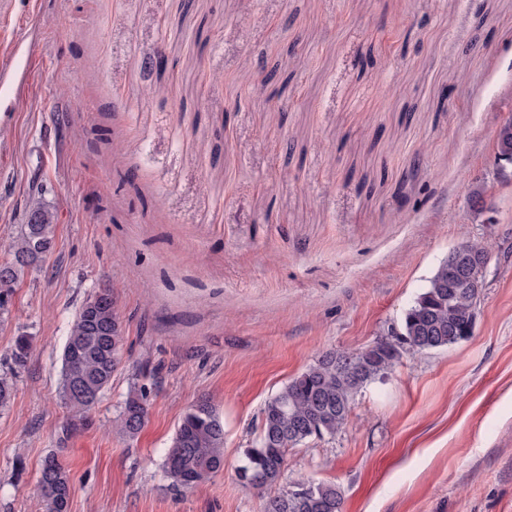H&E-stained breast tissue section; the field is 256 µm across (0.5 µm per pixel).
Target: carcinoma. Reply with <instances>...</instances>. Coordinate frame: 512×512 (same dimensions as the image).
I'll return each instance as SVG.
<instances>
[{"label": "carcinoma", "mask_w": 512, "mask_h": 512, "mask_svg": "<svg viewBox=\"0 0 512 512\" xmlns=\"http://www.w3.org/2000/svg\"><path fill=\"white\" fill-rule=\"evenodd\" d=\"M27 207L38 212L34 224L21 225L13 241L14 260L0 265L1 297L14 288L25 268L41 262L54 246L55 215L42 196H29ZM456 257L449 251L428 285L406 309L400 322L407 350L397 351L383 339L360 351L328 352L304 372L290 380L263 407L264 421L258 439L244 452L241 470L256 474L251 489L264 492L281 484L286 470L288 449L312 438L332 437L342 429L351 404L360 389L399 364L406 351L431 350L464 341L470 329L469 288L462 277L448 281V263ZM32 341L26 335L16 338L12 357L24 364ZM122 330L117 304L109 288H100L86 301L71 323L62 348L61 399L69 411L62 426L65 436L86 425L85 413L91 404L74 394L81 387L98 400L110 386L122 362ZM134 381L112 423L113 430L133 439L141 432L148 416L149 374L139 365ZM224 469V421L216 406L202 400L191 406L179 420L161 470L168 487L182 494L207 483ZM43 512H69L71 477L69 470L50 453L40 471ZM306 488L312 495L308 503L293 494ZM265 512H342V495L332 484L297 481L267 496Z\"/></svg>", "instance_id": "1"}]
</instances>
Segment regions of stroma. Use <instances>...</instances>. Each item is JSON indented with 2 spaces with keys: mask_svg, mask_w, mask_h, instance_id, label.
<instances>
[{
  "mask_svg": "<svg viewBox=\"0 0 512 512\" xmlns=\"http://www.w3.org/2000/svg\"><path fill=\"white\" fill-rule=\"evenodd\" d=\"M511 118L512 0H0V264L32 182L56 213L0 313V512H41L51 452L70 512H262L236 470L265 402L400 323L466 240L492 246L473 335L404 355L335 436L289 449L284 481L336 485L343 512H512ZM104 287L122 363L62 444V347ZM141 363L130 440L111 424ZM204 397L224 469L177 495L160 463Z\"/></svg>",
  "mask_w": 512,
  "mask_h": 512,
  "instance_id": "35a3bbf8",
  "label": "stroma"
}]
</instances>
